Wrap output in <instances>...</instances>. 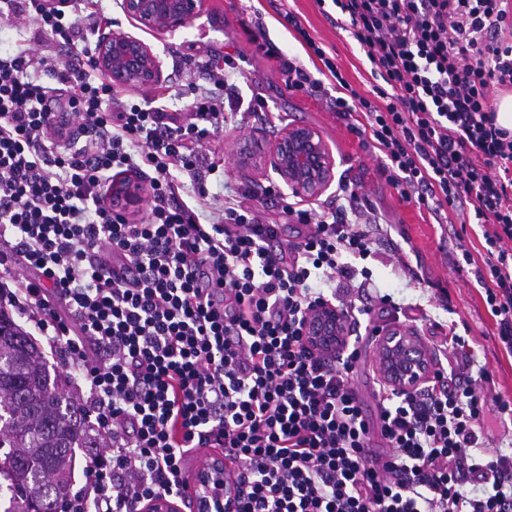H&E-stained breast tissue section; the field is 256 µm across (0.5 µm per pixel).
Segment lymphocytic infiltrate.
Listing matches in <instances>:
<instances>
[{"label": "lymphocytic infiltrate", "instance_id": "f902f5d3", "mask_svg": "<svg viewBox=\"0 0 512 512\" xmlns=\"http://www.w3.org/2000/svg\"><path fill=\"white\" fill-rule=\"evenodd\" d=\"M332 2L365 52L378 98L361 95L293 13L284 20L320 58L315 78L280 58L289 90L325 92L383 154L402 197L434 218L453 211L481 227L476 282L512 354V133L493 96L512 87V0ZM30 17L65 47L60 61L26 51L0 58V302L45 334L88 385L83 406L106 439L84 467L70 512H140L182 497L192 452L220 445L237 463L238 512H512V455L488 454L478 378L438 369L408 393L380 391L376 423L350 381L360 358L311 352L301 334L324 299L311 280L369 277L370 211L349 185L319 208L287 204L307 225L276 246L275 225L233 198H209L218 172L199 151L227 118L221 88L233 57L207 62L211 89L184 120L137 103L91 68L76 9L0 0V17ZM46 74L64 94L51 108ZM147 172V218L105 201L115 176ZM198 186L209 223L183 199ZM378 426L388 449L369 448Z\"/></svg>", "mask_w": 512, "mask_h": 512}]
</instances>
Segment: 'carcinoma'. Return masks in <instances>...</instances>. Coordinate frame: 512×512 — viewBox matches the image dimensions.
<instances>
[{
  "mask_svg": "<svg viewBox=\"0 0 512 512\" xmlns=\"http://www.w3.org/2000/svg\"><path fill=\"white\" fill-rule=\"evenodd\" d=\"M99 444L62 375L0 306V481L10 492L3 512H41L50 495L67 500L76 449Z\"/></svg>",
  "mask_w": 512,
  "mask_h": 512,
  "instance_id": "carcinoma-1",
  "label": "carcinoma"
}]
</instances>
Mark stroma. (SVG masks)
Segmentation results:
<instances>
[{"label":"stroma","instance_id":"1","mask_svg":"<svg viewBox=\"0 0 512 512\" xmlns=\"http://www.w3.org/2000/svg\"><path fill=\"white\" fill-rule=\"evenodd\" d=\"M209 5L208 16L175 35L140 34L163 61V80L148 91L147 97L179 116L187 111L196 90L209 87L205 64L213 54L233 57L242 52L252 60L242 72L230 75L236 94L230 101L228 121L222 132L201 147L206 162L219 166L218 173L206 178L209 195L245 200L259 209L266 222L279 226L280 245L297 241L305 232L304 226L292 223L281 204L260 200L270 178L242 174L235 166L230 145L251 136L273 139L291 124L317 128L335 158L337 182L358 187L367 207L379 219L372 230L378 252L366 261L371 280L359 294L363 305L372 310L371 325L414 330L430 346L440 342L443 325L455 324L469 346L449 354V362L460 364L470 356L489 371L480 439L488 452L512 453V418L499 409L500 402L512 404V356L498 342L483 289L469 269L457 267L466 251L476 265L484 263L486 251L473 226L462 223L453 212L446 223H436L427 210L404 201L383 174L379 151L367 147L346 120L330 111L324 97L288 90L278 61L257 52L244 25L261 19L267 39L309 68L313 65L309 49L293 28L283 25V12H293L334 58L353 88L369 98L373 80L364 52L349 32L336 28L321 13L315 0H209ZM28 48L52 57L59 53L52 38L35 26L0 20V56L6 58ZM257 98L264 103L261 117L248 107Z\"/></svg>","mask_w":512,"mask_h":512}]
</instances>
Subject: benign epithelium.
Masks as SVG:
<instances>
[{
    "label": "benign epithelium",
    "instance_id": "obj_1",
    "mask_svg": "<svg viewBox=\"0 0 512 512\" xmlns=\"http://www.w3.org/2000/svg\"><path fill=\"white\" fill-rule=\"evenodd\" d=\"M209 0H121L124 14L141 30L173 34L204 16ZM94 66L115 87L148 90L162 82V61L135 34L121 28L103 34L97 43ZM237 168L246 173L272 170L289 194L305 199L323 195L335 180V159L319 130L307 125H287L266 144L242 147L234 155ZM112 206L128 216L137 215L145 201V188L137 180L119 179L109 192ZM348 330L344 311L319 303L308 312L302 336L316 350L336 354L343 349ZM374 354L381 381L400 391H410L430 376L432 355L419 336L402 327L380 330ZM196 512H234L236 485L220 460L210 464L197 479ZM141 512H182L179 501L155 496Z\"/></svg>",
    "mask_w": 512,
    "mask_h": 512
}]
</instances>
